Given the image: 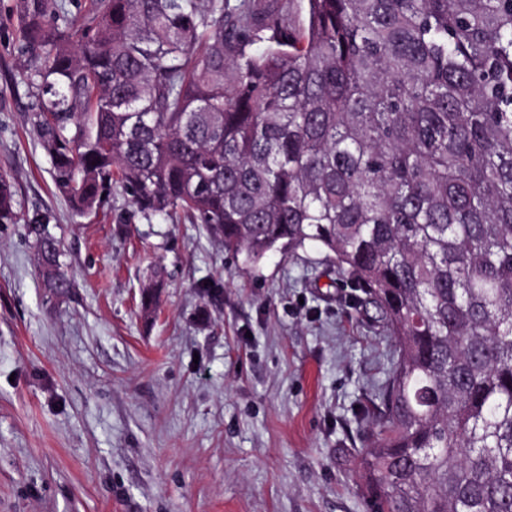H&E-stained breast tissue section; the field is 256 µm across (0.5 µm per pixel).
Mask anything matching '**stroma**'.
I'll return each mask as SVG.
<instances>
[{
	"label": "stroma",
	"mask_w": 512,
	"mask_h": 512,
	"mask_svg": "<svg viewBox=\"0 0 512 512\" xmlns=\"http://www.w3.org/2000/svg\"><path fill=\"white\" fill-rule=\"evenodd\" d=\"M0 0V512H371L366 405L393 342L314 245L256 268L112 188L72 210ZM72 285L45 288L29 225ZM159 285L153 314L141 295ZM15 193L7 175H0V224L11 221L15 216Z\"/></svg>",
	"instance_id": "1"
}]
</instances>
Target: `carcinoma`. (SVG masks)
Returning <instances> with one entry per match:
<instances>
[{
  "label": "carcinoma",
  "mask_w": 512,
  "mask_h": 512,
  "mask_svg": "<svg viewBox=\"0 0 512 512\" xmlns=\"http://www.w3.org/2000/svg\"><path fill=\"white\" fill-rule=\"evenodd\" d=\"M83 2L16 0L57 188L90 213L117 184L246 266L318 245L395 343L374 512H512V0H301L300 27L279 0Z\"/></svg>",
  "instance_id": "cac0c4a2"
}]
</instances>
